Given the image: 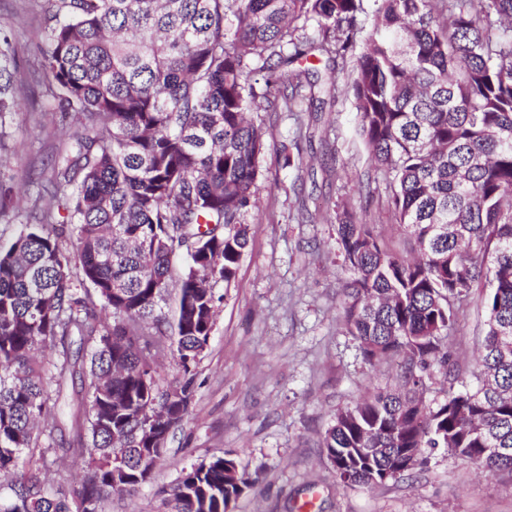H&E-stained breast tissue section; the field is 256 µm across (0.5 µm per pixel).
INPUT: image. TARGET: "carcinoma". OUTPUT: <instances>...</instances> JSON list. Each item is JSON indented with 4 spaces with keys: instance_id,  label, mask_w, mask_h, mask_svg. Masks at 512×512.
I'll return each instance as SVG.
<instances>
[{
    "instance_id": "cac0c4a2",
    "label": "carcinoma",
    "mask_w": 512,
    "mask_h": 512,
    "mask_svg": "<svg viewBox=\"0 0 512 512\" xmlns=\"http://www.w3.org/2000/svg\"><path fill=\"white\" fill-rule=\"evenodd\" d=\"M40 70L71 125L32 198L35 223L0 241V512H106L153 482L190 415L217 285L251 241L246 222L269 143L251 113L335 89L291 70L346 59L363 0H46ZM374 0L351 84L357 132L388 181L391 249L349 201L336 232L342 325L401 388L336 413L321 438L336 481L413 474L427 448L512 470V0ZM12 35L0 31V138L26 111ZM177 289L174 318L164 310ZM476 366L446 339L476 293ZM112 317V324L101 315ZM180 379L165 385L159 360ZM438 365L448 390L422 398ZM83 417L58 420L65 383ZM80 469L53 468L48 457ZM231 451L158 489L167 512H235L260 482Z\"/></svg>"
}]
</instances>
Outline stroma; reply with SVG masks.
<instances>
[{"mask_svg": "<svg viewBox=\"0 0 512 512\" xmlns=\"http://www.w3.org/2000/svg\"><path fill=\"white\" fill-rule=\"evenodd\" d=\"M45 0H0V29L17 37L25 74L23 102L32 113H58L43 78L34 74L44 45ZM352 59L336 67L334 94L321 111L254 113L270 146L258 183V207L247 217L252 241L235 281L223 289L215 325L184 425L169 439L154 484L134 499L136 512H163L155 491L184 468L234 452L262 480L237 512H512V472L483 475L472 463L438 448L410 478L373 488L340 486L320 454V439L338 410L362 396L398 385L396 362L367 364L340 323L342 286L349 274L337 256L326 208L340 198L361 206L364 218L397 249L402 236L382 197L385 177L355 131L350 92ZM298 140L301 168H287L282 144ZM63 146L50 131L16 116L0 150V178L11 180L16 216L0 219V240L29 220L26 180L44 178L48 156ZM482 315L469 306L448 339L454 355L473 366Z\"/></svg>", "mask_w": 512, "mask_h": 512, "instance_id": "obj_1", "label": "stroma"}]
</instances>
